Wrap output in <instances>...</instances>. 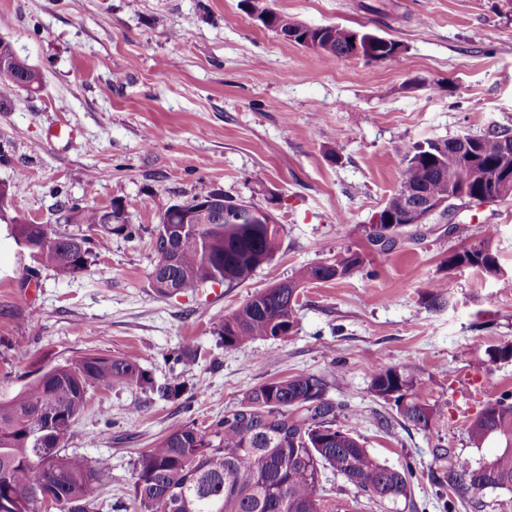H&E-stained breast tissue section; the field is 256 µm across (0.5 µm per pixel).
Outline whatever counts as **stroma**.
<instances>
[{"label":"stroma","instance_id":"obj_1","mask_svg":"<svg viewBox=\"0 0 512 512\" xmlns=\"http://www.w3.org/2000/svg\"><path fill=\"white\" fill-rule=\"evenodd\" d=\"M305 25L367 30L401 47L396 61H322L283 41L249 0H0V29L42 74L37 91L0 84V400L42 366L86 353L136 357L155 383L180 378L190 401L122 387L90 394L68 451L109 458L100 512H134L133 461L166 434L207 424L251 388L316 374L343 401L370 453L412 464L413 506L362 512H445L448 468L438 449L484 463L501 443L473 447L467 427L494 392L512 388V292L476 270H450L464 236L449 223L493 224L512 274V200L457 204L396 251H371L366 227L400 186L411 142L512 126V0H269ZM72 137H54L57 124ZM210 185L279 222L280 248L240 284L159 296L151 231L165 209ZM120 205L140 236H102L65 221V203ZM22 217L88 235L87 272L57 278L7 231ZM352 248L366 268L299 291L296 332L225 348L215 319L303 265ZM450 278L441 306L432 282ZM192 352L189 362L179 361ZM423 383L440 414L405 422L371 389L374 367Z\"/></svg>","mask_w":512,"mask_h":512}]
</instances>
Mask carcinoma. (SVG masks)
I'll use <instances>...</instances> for the list:
<instances>
[{
  "label": "carcinoma",
  "instance_id": "1",
  "mask_svg": "<svg viewBox=\"0 0 512 512\" xmlns=\"http://www.w3.org/2000/svg\"><path fill=\"white\" fill-rule=\"evenodd\" d=\"M258 17L284 33L296 31L294 43L310 36L320 41L319 56L332 62L354 54L355 31L325 25L305 28L300 21L268 7L267 0H253ZM371 56L365 63L393 61L396 42L373 36ZM19 54L13 43L0 37V67H12ZM24 89L42 86L38 70H19ZM512 141V128L492 127L472 137L468 150L472 165L463 163L462 148L455 139L413 142L402 148L405 168L400 188L383 206L402 226L407 221L406 189L448 200V185L460 186L459 193L480 188L492 195L491 182L476 185L470 167L497 164L502 160L503 141ZM223 192L202 187L186 209L193 223L164 211L153 236L156 264L151 274L155 292L162 296L194 291L207 283L232 284L248 279L279 249L276 224H237L204 203ZM124 209L110 210L71 205L66 222L85 224L90 229L104 225L106 217L126 235L133 233L123 223ZM496 229H468V244L448 255V269L471 268L512 289V275L500 273L502 266L493 250ZM11 237L31 244L30 253L62 279L75 278L89 268V249L75 243L76 236L56 232L47 224L12 220ZM368 243L380 253L393 251L398 241L385 224L367 228ZM363 253L351 248L336 252L323 263L301 267L291 280L264 288L243 305L215 321V330L231 349L255 339H280L296 331L297 298L309 283L344 279L365 264ZM116 386L137 388L178 399L186 391L176 380L164 385L131 356L112 357L95 353L57 363L39 371L13 398L0 401V497L9 512H40L34 491L53 488L54 512H98L96 487L109 476L111 463L100 457L91 460L66 452L71 429L85 409L89 394L110 391ZM372 391L393 404L397 414L416 427L427 429L439 408L422 401V384L389 367H374ZM327 383L314 374H296L265 382L250 389L238 408L207 425L194 422L170 432L156 447L133 463L136 512H358L360 501L338 500L326 504L319 496L328 474H339L366 499L376 502L411 501L413 468L389 467L378 461L353 429L338 424L344 406L326 398ZM470 443L478 447L496 436L504 443L492 460L474 465L469 459L448 460L442 483L448 485L447 512L455 502L479 504L487 492H512V390L494 395L468 426Z\"/></svg>",
  "mask_w": 512,
  "mask_h": 512
}]
</instances>
